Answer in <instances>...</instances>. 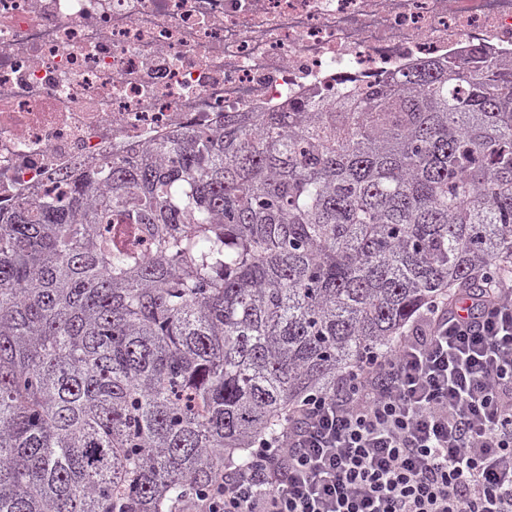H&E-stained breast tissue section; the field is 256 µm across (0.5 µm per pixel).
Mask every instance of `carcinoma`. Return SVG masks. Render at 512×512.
<instances>
[{
  "mask_svg": "<svg viewBox=\"0 0 512 512\" xmlns=\"http://www.w3.org/2000/svg\"><path fill=\"white\" fill-rule=\"evenodd\" d=\"M61 180L0 207V512H196L289 406L512 265V60L229 112ZM112 236L119 245L133 246L141 254L147 255L151 251V244L146 238L135 236L133 227H122L121 224L112 225Z\"/></svg>",
  "mask_w": 512,
  "mask_h": 512,
  "instance_id": "obj_1",
  "label": "carcinoma"
}]
</instances>
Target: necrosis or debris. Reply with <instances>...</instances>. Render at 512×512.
I'll return each mask as SVG.
<instances>
[{
    "mask_svg": "<svg viewBox=\"0 0 512 512\" xmlns=\"http://www.w3.org/2000/svg\"><path fill=\"white\" fill-rule=\"evenodd\" d=\"M512 59V0H0V206L228 112Z\"/></svg>",
    "mask_w": 512,
    "mask_h": 512,
    "instance_id": "necrosis-or-debris-1",
    "label": "necrosis or debris"
}]
</instances>
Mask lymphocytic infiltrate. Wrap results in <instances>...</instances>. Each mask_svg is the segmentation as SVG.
I'll use <instances>...</instances> for the list:
<instances>
[{
    "mask_svg": "<svg viewBox=\"0 0 512 512\" xmlns=\"http://www.w3.org/2000/svg\"><path fill=\"white\" fill-rule=\"evenodd\" d=\"M207 512H512V268L304 398Z\"/></svg>",
    "mask_w": 512,
    "mask_h": 512,
    "instance_id": "lymphocytic-infiltrate-1",
    "label": "lymphocytic infiltrate"
}]
</instances>
